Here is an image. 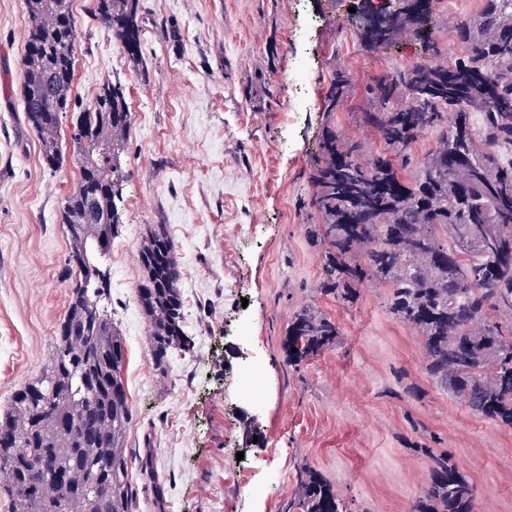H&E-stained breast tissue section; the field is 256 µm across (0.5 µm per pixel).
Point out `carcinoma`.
<instances>
[{
    "label": "carcinoma",
    "instance_id": "obj_1",
    "mask_svg": "<svg viewBox=\"0 0 512 512\" xmlns=\"http://www.w3.org/2000/svg\"><path fill=\"white\" fill-rule=\"evenodd\" d=\"M386 42L429 21L430 0H394ZM23 107L41 137L43 165L60 162L59 123L73 96L77 37L70 0H26ZM140 0H97L95 16L141 61ZM461 55L450 64L416 65L386 74L365 121L381 139L367 162L362 145L326 126L311 169L308 234L324 249L319 290L350 301L367 281L389 288L388 309L421 337L425 371L468 409L512 428V0H485L481 16L458 28ZM350 87L333 72L323 100L334 112ZM131 112L120 88L101 85L72 134L79 180L62 223L71 253L70 301L48 365L13 395L0 417V473L12 512H133L124 440L130 405L122 379L120 334L99 302L109 284L100 264L118 234L116 196L124 178L120 149ZM437 147L411 179L400 176L420 133ZM145 278L141 308L156 366L190 345L182 278L165 225L139 250ZM340 328L304 306L288 324V365L328 350ZM297 352H292V349ZM431 484L411 512H477L470 479L428 448ZM288 512H347L335 487L312 468L300 470Z\"/></svg>",
    "mask_w": 512,
    "mask_h": 512
}]
</instances>
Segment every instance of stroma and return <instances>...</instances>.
<instances>
[{"label": "stroma", "mask_w": 512, "mask_h": 512, "mask_svg": "<svg viewBox=\"0 0 512 512\" xmlns=\"http://www.w3.org/2000/svg\"><path fill=\"white\" fill-rule=\"evenodd\" d=\"M93 3L71 0L76 98L60 121L64 162L51 171L23 108L25 0H0V413L42 372L68 309L61 213L79 178L72 116L109 80L132 114L121 232L105 266L126 349L135 512H288L306 465L350 512H411L431 480V448L474 483L477 512H512V428L431 381L419 336L388 312L382 284L365 283L349 302L320 293L323 250L306 233L326 123L375 150L369 86L458 53L456 27L483 0H433L434 55L412 35L371 47L353 15L361 0H141L138 63ZM337 69L352 88L329 115L321 101ZM157 224L178 253L194 343L163 373L137 300L138 252ZM304 305L341 334L295 369L283 340ZM409 383L417 395H404ZM248 431L256 444L244 445Z\"/></svg>", "instance_id": "stroma-1"}]
</instances>
